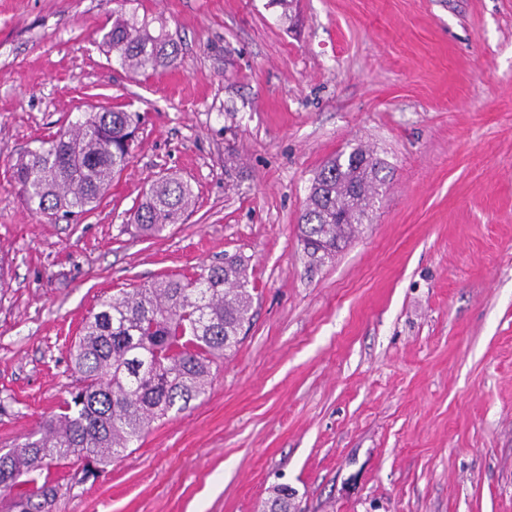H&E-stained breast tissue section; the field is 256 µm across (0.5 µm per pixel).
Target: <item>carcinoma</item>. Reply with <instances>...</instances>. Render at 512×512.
I'll return each instance as SVG.
<instances>
[{
  "mask_svg": "<svg viewBox=\"0 0 512 512\" xmlns=\"http://www.w3.org/2000/svg\"><path fill=\"white\" fill-rule=\"evenodd\" d=\"M112 11L102 45L134 72L177 60L179 48L148 23ZM138 116L123 110L86 112L65 138H53L12 164L25 204L48 217L93 210L127 166ZM383 164L357 147L327 161L314 175L299 230L308 253L336 255L355 236L386 189ZM195 205L190 187L166 176L154 181L130 216L138 232L157 237ZM241 258L165 277L102 299L85 318L71 355L77 385L60 412L25 441L0 454V492L19 512H49L57 486L44 469L106 465L171 409L182 411L206 394L214 360L235 349L249 320L253 295ZM286 485L262 512H288Z\"/></svg>",
  "mask_w": 512,
  "mask_h": 512,
  "instance_id": "carcinoma-1",
  "label": "carcinoma"
}]
</instances>
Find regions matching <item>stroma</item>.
<instances>
[{"mask_svg":"<svg viewBox=\"0 0 512 512\" xmlns=\"http://www.w3.org/2000/svg\"><path fill=\"white\" fill-rule=\"evenodd\" d=\"M112 0H0V451L58 412L100 298L240 255L253 294L207 393L51 512H512V0H128L180 45L133 75ZM141 116L90 212L21 201L11 160L91 106ZM361 147L387 186L312 262L315 172ZM173 173L196 207L128 219Z\"/></svg>","mask_w":512,"mask_h":512,"instance_id":"35a3bbf8","label":"stroma"}]
</instances>
